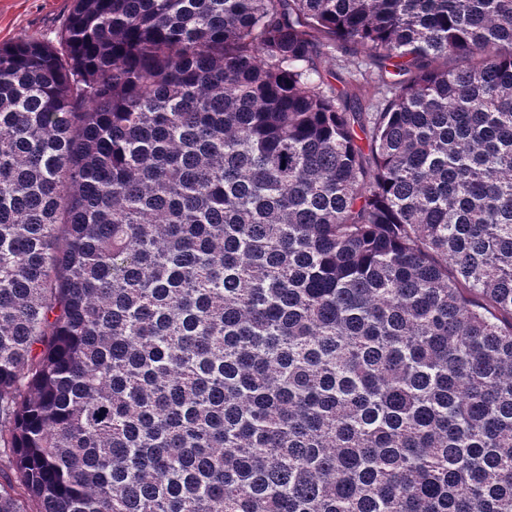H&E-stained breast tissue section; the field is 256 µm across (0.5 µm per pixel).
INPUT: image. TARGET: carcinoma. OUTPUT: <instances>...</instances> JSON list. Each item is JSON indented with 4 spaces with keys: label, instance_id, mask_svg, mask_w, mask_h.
<instances>
[{
    "label": "carcinoma",
    "instance_id": "cac0c4a2",
    "mask_svg": "<svg viewBox=\"0 0 512 512\" xmlns=\"http://www.w3.org/2000/svg\"><path fill=\"white\" fill-rule=\"evenodd\" d=\"M0 449V512H512V0L0 44Z\"/></svg>",
    "mask_w": 512,
    "mask_h": 512
}]
</instances>
